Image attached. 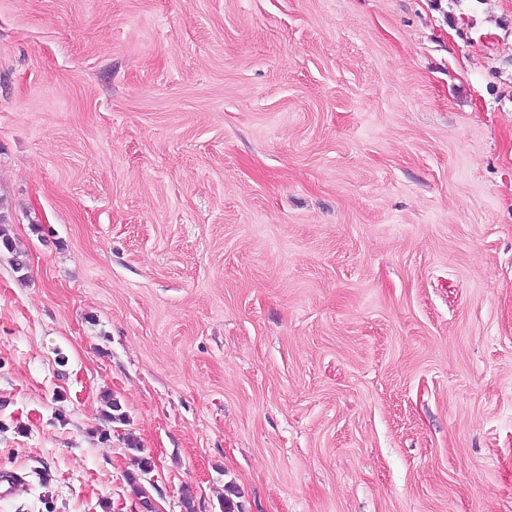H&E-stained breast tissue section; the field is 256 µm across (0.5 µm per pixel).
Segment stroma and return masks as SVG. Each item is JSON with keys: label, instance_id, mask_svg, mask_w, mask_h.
I'll return each mask as SVG.
<instances>
[{"label": "stroma", "instance_id": "stroma-1", "mask_svg": "<svg viewBox=\"0 0 512 512\" xmlns=\"http://www.w3.org/2000/svg\"><path fill=\"white\" fill-rule=\"evenodd\" d=\"M0 211V512H512V0H0Z\"/></svg>", "mask_w": 512, "mask_h": 512}]
</instances>
